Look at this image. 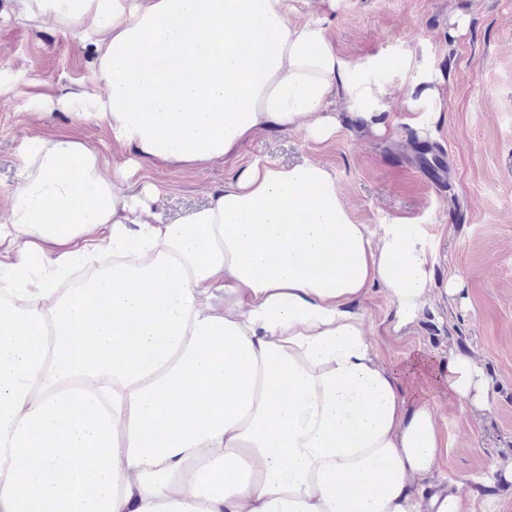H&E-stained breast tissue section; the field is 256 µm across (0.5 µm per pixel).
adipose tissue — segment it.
Masks as SVG:
<instances>
[{"mask_svg":"<svg viewBox=\"0 0 512 512\" xmlns=\"http://www.w3.org/2000/svg\"><path fill=\"white\" fill-rule=\"evenodd\" d=\"M15 6L93 46L103 90L55 106L144 155L194 168L270 127L323 141L345 101L387 130L379 89L288 0ZM128 177L68 135L21 156L0 223V512H494L512 459L490 463L483 500L464 475L418 496L448 435L406 380L420 360L387 368L358 309L377 288L396 327L414 321L435 287L419 231L353 223L318 162H251L170 223ZM447 370L449 400L489 409L473 358Z\"/></svg>","mask_w":512,"mask_h":512,"instance_id":"ef3b65f1","label":"adipose tissue"}]
</instances>
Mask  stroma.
I'll list each match as a JSON object with an SVG mask.
<instances>
[{
    "instance_id": "35a3bbf8",
    "label": "stroma",
    "mask_w": 512,
    "mask_h": 512,
    "mask_svg": "<svg viewBox=\"0 0 512 512\" xmlns=\"http://www.w3.org/2000/svg\"><path fill=\"white\" fill-rule=\"evenodd\" d=\"M12 5L0 0V73L12 84L0 94V218L36 133L71 134L112 166L136 163L123 188L138 194L153 186L145 202L165 221L203 207L253 160L321 163L354 223L376 232L402 219L432 245L437 287L415 321L393 331L379 290L362 307L385 364L427 359L415 384L419 396L441 406L449 443L443 473L478 475L493 459L512 456V0H307L294 20L321 22L336 52L381 88L386 135L374 136L348 104L339 107L338 127L326 141L269 128L230 157L195 169L144 157L94 121L36 110L33 95L93 84L91 52L67 30L17 22ZM456 15L466 20L457 32ZM419 80L439 87L438 118L430 117V105L408 106ZM420 141L438 156L444 183L430 184L416 152ZM449 285L455 294H446ZM452 351L473 356L489 376L490 411L449 405Z\"/></svg>"
}]
</instances>
